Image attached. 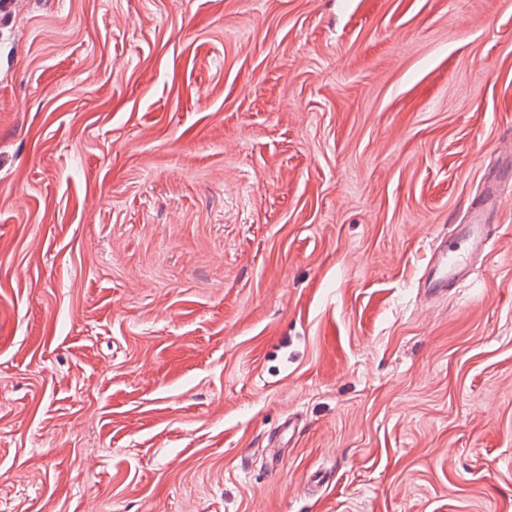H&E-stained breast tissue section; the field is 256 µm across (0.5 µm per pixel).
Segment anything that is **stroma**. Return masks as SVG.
Segmentation results:
<instances>
[{
	"instance_id": "obj_1",
	"label": "stroma",
	"mask_w": 512,
	"mask_h": 512,
	"mask_svg": "<svg viewBox=\"0 0 512 512\" xmlns=\"http://www.w3.org/2000/svg\"><path fill=\"white\" fill-rule=\"evenodd\" d=\"M511 138L512 0H10L0 512H512ZM502 154L508 165L470 203L467 224H452L449 235H444L431 252L421 281L426 299H437L458 283L467 279L474 266L490 257L498 241L499 224L488 223L490 214L499 209L504 194L501 186L512 187V151L507 145Z\"/></svg>"
}]
</instances>
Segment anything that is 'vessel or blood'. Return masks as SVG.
<instances>
[{"label": "vessel or blood", "instance_id": "b4317fda", "mask_svg": "<svg viewBox=\"0 0 512 512\" xmlns=\"http://www.w3.org/2000/svg\"><path fill=\"white\" fill-rule=\"evenodd\" d=\"M509 163L502 174L495 177L470 203V220L451 225L433 249L421 281L425 298L442 297L458 283L467 279L474 266L490 257L498 241V227L488 221L498 210L503 198V186L512 187V150L504 149Z\"/></svg>", "mask_w": 512, "mask_h": 512}]
</instances>
